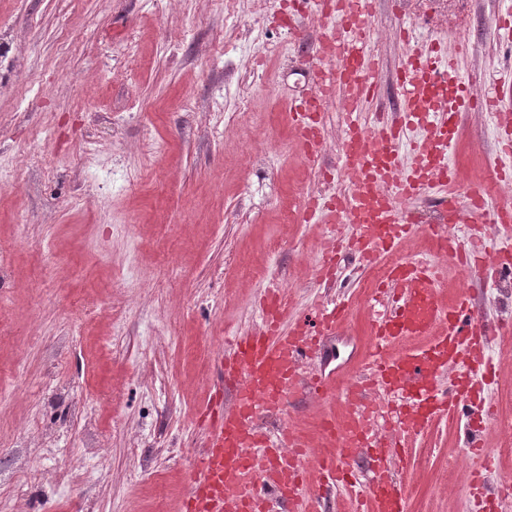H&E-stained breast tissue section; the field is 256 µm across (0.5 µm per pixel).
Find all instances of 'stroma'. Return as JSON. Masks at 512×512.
Listing matches in <instances>:
<instances>
[{
    "instance_id": "1",
    "label": "stroma",
    "mask_w": 512,
    "mask_h": 512,
    "mask_svg": "<svg viewBox=\"0 0 512 512\" xmlns=\"http://www.w3.org/2000/svg\"><path fill=\"white\" fill-rule=\"evenodd\" d=\"M472 5L460 33L414 0H376L381 69L365 123L394 104L413 47L450 52L466 37L460 72L475 98L504 78L512 0H455L448 14ZM332 25L283 0L230 12L224 0H0V512H171L202 445L214 364L261 327L272 284L295 318L350 306L308 379L358 368L369 273L344 259L316 274L323 242L350 225L278 221L302 198L326 199L324 175L342 173L341 112L322 113L312 167L286 119ZM497 151L477 107L448 163L478 183ZM485 353L489 399L511 404L512 335ZM466 440L437 417L413 442L398 472L408 512H470L466 482L435 481Z\"/></svg>"
}]
</instances>
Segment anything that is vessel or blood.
<instances>
[{
  "label": "vessel or blood",
  "instance_id": "obj_1",
  "mask_svg": "<svg viewBox=\"0 0 512 512\" xmlns=\"http://www.w3.org/2000/svg\"><path fill=\"white\" fill-rule=\"evenodd\" d=\"M346 9L349 24L329 54L337 66L317 69L315 78L324 89L348 96L341 156L350 185L326 204L310 202L308 210L323 211L326 222L352 225L346 247L366 268L412 235L407 201L435 195L454 183L448 167V122L467 108L470 86L460 77L466 47L448 54L435 43L422 46L397 73L398 118L368 130L362 112L379 72L368 45L374 0H346ZM507 96H512V79L500 81L483 101L500 124V154L512 157V114L501 109ZM288 123L298 133L303 157H318L322 127L310 122L306 103L289 113ZM415 129L423 136L407 159L399 145ZM500 210L478 184L467 193L463 220L487 224ZM383 224L395 225V232L380 233ZM486 253L485 237L471 238L461 267L472 275L483 274L480 258ZM387 290L391 305L373 312L368 321L371 345L364 360L385 395L369 397L364 385L353 382L337 389L333 375L318 379L319 425L310 434L291 421L269 432L259 421L283 412L289 399L303 390L306 362L349 314L334 309L314 329L288 322L287 308L265 297L263 330L238 340L233 356L217 362L215 388L231 386L233 397L209 425L189 487L174 512H261L280 501L287 502L288 512H317V489L339 486L355 488L352 512H406V494L394 482L392 467L401 457V441L415 438L428 425L417 418V407L426 404L442 415L478 407L486 424L494 425L493 405L473 399L490 370L475 352L505 330V323H483L464 291L448 295L445 274L418 267L408 257L391 267ZM450 371L454 379L440 387V377ZM467 446L473 463V512H486L485 474L493 459L484 432L470 435ZM366 448L374 453V465L361 482L345 463Z\"/></svg>",
  "mask_w": 512,
  "mask_h": 512
}]
</instances>
